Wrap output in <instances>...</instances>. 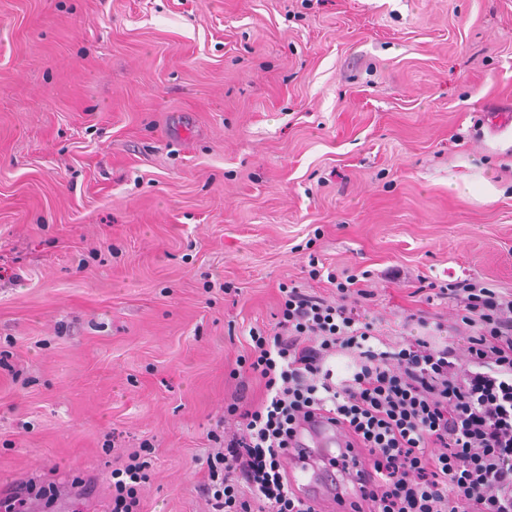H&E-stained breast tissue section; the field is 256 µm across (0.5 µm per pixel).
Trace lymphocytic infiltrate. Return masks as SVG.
Returning <instances> with one entry per match:
<instances>
[{"mask_svg":"<svg viewBox=\"0 0 512 512\" xmlns=\"http://www.w3.org/2000/svg\"><path fill=\"white\" fill-rule=\"evenodd\" d=\"M335 300L280 285L279 319L251 328L242 372L264 387L224 408L237 428L208 463L213 512H320L291 481L296 425L331 414L349 438L331 458L351 512H512V292L478 280L428 282L457 305L458 336L389 342L358 310L362 279L314 268ZM352 360L337 375L333 358ZM144 463L114 469L112 512H130Z\"/></svg>","mask_w":512,"mask_h":512,"instance_id":"f902f5d3","label":"lymphocytic infiltrate"}]
</instances>
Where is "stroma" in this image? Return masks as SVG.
Here are the masks:
<instances>
[{
  "instance_id": "1",
  "label": "stroma",
  "mask_w": 512,
  "mask_h": 512,
  "mask_svg": "<svg viewBox=\"0 0 512 512\" xmlns=\"http://www.w3.org/2000/svg\"><path fill=\"white\" fill-rule=\"evenodd\" d=\"M508 110L512 0H0V482L109 512L144 453L134 512H210L250 327L333 295L310 257L386 333L454 324L418 277L512 290ZM131 461L123 468L112 470V484L115 488V494L112 495V512H131L132 506L136 503V487L147 478L143 472L146 462H137L136 457Z\"/></svg>"
}]
</instances>
